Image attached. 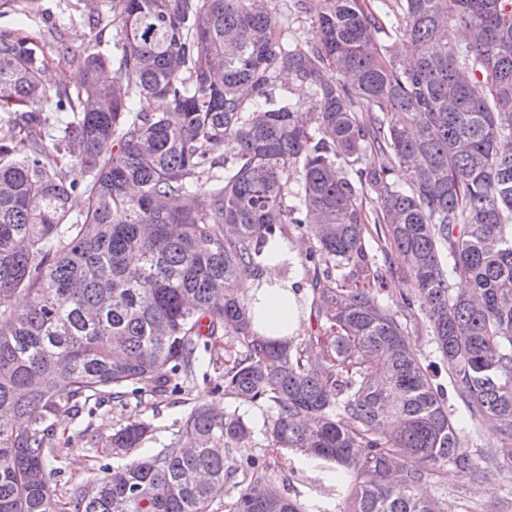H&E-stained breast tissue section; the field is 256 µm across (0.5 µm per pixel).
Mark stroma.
Instances as JSON below:
<instances>
[{
    "label": "stroma",
    "instance_id": "35a3bbf8",
    "mask_svg": "<svg viewBox=\"0 0 512 512\" xmlns=\"http://www.w3.org/2000/svg\"><path fill=\"white\" fill-rule=\"evenodd\" d=\"M0 31L29 35L40 48L47 65V77L54 85L69 80L71 76V68L59 51L60 43H67L76 51L87 49L108 55L114 51L117 40L115 27L100 32L90 29L77 6V0H42L41 13L24 16L11 11L0 15ZM366 244L375 256L378 275L375 286L380 289L382 297L397 300L412 294L410 276L400 266L394 253L386 251L384 243L378 241L376 233L367 234ZM202 401L223 406L226 412L242 416L253 427L255 434L248 453L262 459L266 467L261 472L249 470V477L261 474L275 481L301 503L306 512H333L337 500L332 494L336 487L331 479L332 467L317 465L297 453L273 452L262 434L271 416L268 406L211 394L200 383L188 385L185 392L171 399H157L145 394L139 398H128L123 406L107 403L90 420L83 416L60 415L51 438L56 447H66L67 438L85 424L92 425L101 442L95 448L79 445L68 447L69 452L53 479L54 485L62 492L98 473L101 465L125 464V457L113 454L105 440L114 430L134 418L152 424L153 437L140 448L139 453L143 456L153 454L169 441L192 407ZM427 489L431 494L445 499L451 512H485L489 506L493 507L494 512H512V473L491 474L483 487L468 484L449 474L443 481L428 484Z\"/></svg>",
    "mask_w": 512,
    "mask_h": 512
}]
</instances>
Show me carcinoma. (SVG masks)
<instances>
[{
    "label": "carcinoma",
    "mask_w": 512,
    "mask_h": 512,
    "mask_svg": "<svg viewBox=\"0 0 512 512\" xmlns=\"http://www.w3.org/2000/svg\"><path fill=\"white\" fill-rule=\"evenodd\" d=\"M82 2L119 40L72 57L71 84L45 82L29 36L0 33V512H214L259 466L233 456L254 435L238 415L198 403L157 452L64 499L48 438L60 413L177 390L224 336L244 352L213 393L270 405L269 447L346 475L336 512H445L424 491L445 468L479 486L512 473V0H382L400 35L377 53L368 0H295L307 47L259 0ZM452 23L465 38L450 46ZM283 73L309 86L308 110L273 99ZM368 152L378 166L350 169ZM371 222L413 279L393 307L370 288ZM291 226L312 241L311 355L259 336L236 288ZM421 325L437 363L410 348ZM449 386L500 444L463 447ZM150 433L130 420L108 443L130 455ZM74 441L99 443L89 423ZM234 488L228 512H305L271 480Z\"/></svg>",
    "instance_id": "cac0c4a2"
}]
</instances>
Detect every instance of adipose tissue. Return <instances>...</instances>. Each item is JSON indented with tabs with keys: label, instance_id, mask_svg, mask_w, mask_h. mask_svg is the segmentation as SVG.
I'll return each mask as SVG.
<instances>
[{
	"label": "adipose tissue",
	"instance_id": "ef3b65f1",
	"mask_svg": "<svg viewBox=\"0 0 512 512\" xmlns=\"http://www.w3.org/2000/svg\"><path fill=\"white\" fill-rule=\"evenodd\" d=\"M259 263L261 278L248 277L240 288L250 303L253 329L268 339H296L305 326L298 311L302 293L282 276L281 257L262 253Z\"/></svg>",
	"mask_w": 512,
	"mask_h": 512
}]
</instances>
